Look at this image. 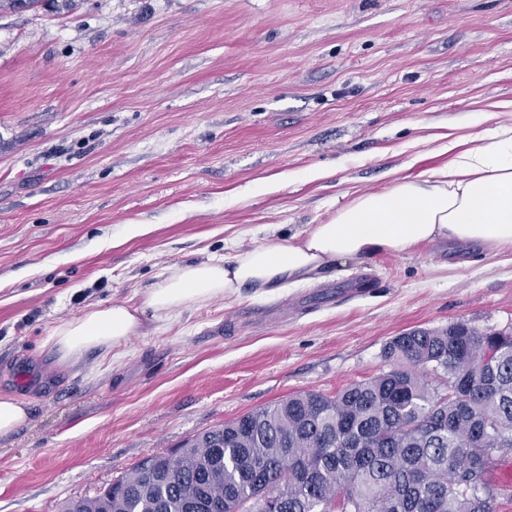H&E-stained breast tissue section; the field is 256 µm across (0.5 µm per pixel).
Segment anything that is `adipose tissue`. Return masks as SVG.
<instances>
[{
    "mask_svg": "<svg viewBox=\"0 0 512 512\" xmlns=\"http://www.w3.org/2000/svg\"><path fill=\"white\" fill-rule=\"evenodd\" d=\"M472 145L445 166L395 177L381 191L356 193L331 219L271 245L163 275L144 307L114 303L59 322L44 342L60 365L93 348H117L144 332V309L170 319L251 285L273 292L309 281L342 257L407 254L424 244L512 253V125L471 134Z\"/></svg>",
    "mask_w": 512,
    "mask_h": 512,
    "instance_id": "obj_1",
    "label": "adipose tissue"
}]
</instances>
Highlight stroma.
Wrapping results in <instances>:
<instances>
[{
	"mask_svg": "<svg viewBox=\"0 0 512 512\" xmlns=\"http://www.w3.org/2000/svg\"><path fill=\"white\" fill-rule=\"evenodd\" d=\"M512 124V0H74L0 11V512H60L151 452L389 370L386 344L512 330V257L425 244L162 320L59 366L42 345L176 266L326 223L390 172ZM322 171L309 179L310 171ZM289 174L273 192L263 182ZM129 224L147 234L126 238ZM27 405L14 395L0 393V437L15 432L26 423L29 417Z\"/></svg>",
	"mask_w": 512,
	"mask_h": 512,
	"instance_id": "stroma-1",
	"label": "stroma"
}]
</instances>
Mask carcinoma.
Segmentation results:
<instances>
[{
    "label": "carcinoma",
    "instance_id": "carcinoma-1",
    "mask_svg": "<svg viewBox=\"0 0 512 512\" xmlns=\"http://www.w3.org/2000/svg\"><path fill=\"white\" fill-rule=\"evenodd\" d=\"M384 357L389 370L334 394L295 393L153 452L62 512H481L453 469L475 463L494 512L512 502L490 456L512 442V333L414 329Z\"/></svg>",
    "mask_w": 512,
    "mask_h": 512
}]
</instances>
